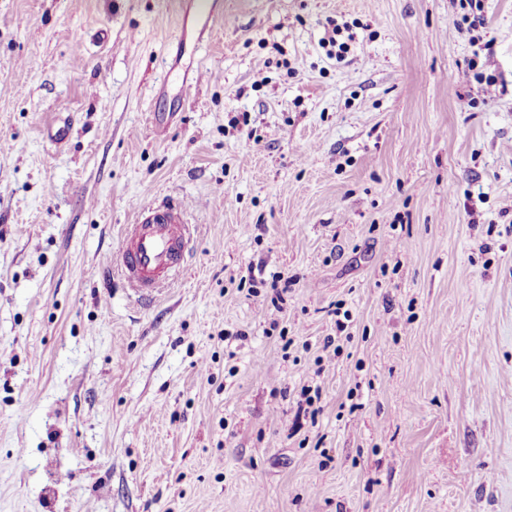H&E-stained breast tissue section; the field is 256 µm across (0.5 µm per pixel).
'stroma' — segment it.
Segmentation results:
<instances>
[{"instance_id": "1", "label": "stroma", "mask_w": 512, "mask_h": 512, "mask_svg": "<svg viewBox=\"0 0 512 512\" xmlns=\"http://www.w3.org/2000/svg\"><path fill=\"white\" fill-rule=\"evenodd\" d=\"M480 14L487 85L462 0H224L195 85L179 0H0V512H512V0ZM149 202L194 238L145 302L101 269Z\"/></svg>"}]
</instances>
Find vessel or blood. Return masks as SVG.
Masks as SVG:
<instances>
[{
    "mask_svg": "<svg viewBox=\"0 0 512 512\" xmlns=\"http://www.w3.org/2000/svg\"><path fill=\"white\" fill-rule=\"evenodd\" d=\"M190 241L179 205L141 208L135 223L124 230L120 272L139 298L151 299L184 270Z\"/></svg>",
    "mask_w": 512,
    "mask_h": 512,
    "instance_id": "vessel-or-blood-1",
    "label": "vessel or blood"
}]
</instances>
